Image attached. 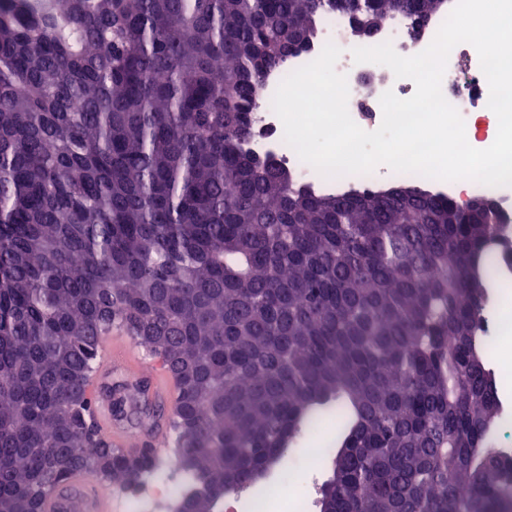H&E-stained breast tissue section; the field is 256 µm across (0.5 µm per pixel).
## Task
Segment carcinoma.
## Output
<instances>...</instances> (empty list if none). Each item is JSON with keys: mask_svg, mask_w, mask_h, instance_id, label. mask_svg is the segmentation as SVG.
Masks as SVG:
<instances>
[{"mask_svg": "<svg viewBox=\"0 0 512 512\" xmlns=\"http://www.w3.org/2000/svg\"><path fill=\"white\" fill-rule=\"evenodd\" d=\"M446 0H364L352 34ZM355 0H0V512L73 475L137 489L89 385L130 337L173 375L192 485L246 489L328 411L320 512H512L481 318L512 251L494 200L411 183L327 197L246 149L267 74ZM116 421L160 416L117 380Z\"/></svg>", "mask_w": 512, "mask_h": 512, "instance_id": "carcinoma-1", "label": "carcinoma"}]
</instances>
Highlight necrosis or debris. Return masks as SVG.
<instances>
[{
	"label": "necrosis or debris",
	"instance_id": "4bbe7bcc",
	"mask_svg": "<svg viewBox=\"0 0 512 512\" xmlns=\"http://www.w3.org/2000/svg\"><path fill=\"white\" fill-rule=\"evenodd\" d=\"M443 15H436L418 36H411L407 23L394 19L383 26L378 42H391L395 51L403 56L415 55L426 49L435 37ZM334 43L342 50L336 63L338 73L348 81V111L354 122L363 130L372 132L379 128L383 113L379 99L385 91H393L402 99L415 91L413 81L396 78L386 66L374 63H358L352 56L356 43L351 38L346 16L334 12L321 14L317 36L311 49L291 57L270 72L265 80L260 109L256 114V132L249 143L250 150L261 156H270L295 172L300 185L312 191L331 196H345L354 192H376L398 181V173L381 166L368 175L326 177L313 167L303 163L294 149L281 135L282 122L272 109V98L280 82L292 71L315 60L326 43ZM442 92L462 116L468 143L477 149L488 148L498 130L496 115L488 108L489 86L483 74L475 48L467 43L457 45L451 51L442 79ZM437 192L449 198L466 193L468 198L489 197L496 201L503 233L512 236V187H492L474 181L460 186L456 181H438ZM482 331L496 347V367L502 378L512 379V320L501 315L497 306L487 309Z\"/></svg>",
	"mask_w": 512,
	"mask_h": 512
}]
</instances>
